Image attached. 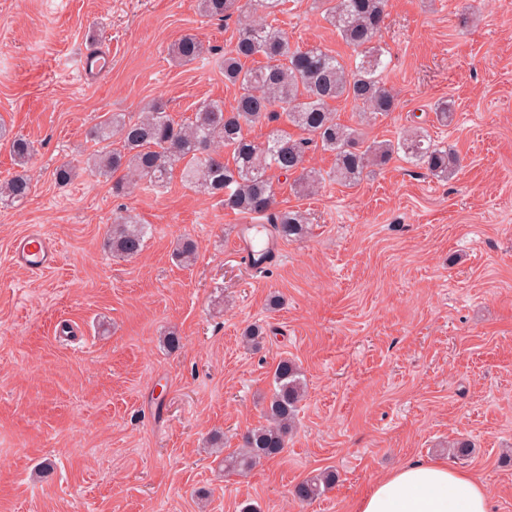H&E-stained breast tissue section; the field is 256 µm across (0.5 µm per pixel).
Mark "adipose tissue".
Segmentation results:
<instances>
[{
	"instance_id": "obj_1",
	"label": "adipose tissue",
	"mask_w": 512,
	"mask_h": 512,
	"mask_svg": "<svg viewBox=\"0 0 512 512\" xmlns=\"http://www.w3.org/2000/svg\"><path fill=\"white\" fill-rule=\"evenodd\" d=\"M356 512H490L483 483L442 462H410L378 479Z\"/></svg>"
}]
</instances>
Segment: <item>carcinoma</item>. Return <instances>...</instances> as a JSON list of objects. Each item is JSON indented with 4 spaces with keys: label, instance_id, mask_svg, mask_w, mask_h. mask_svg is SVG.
Instances as JSON below:
<instances>
[{
    "label": "carcinoma",
    "instance_id": "1",
    "mask_svg": "<svg viewBox=\"0 0 512 512\" xmlns=\"http://www.w3.org/2000/svg\"><path fill=\"white\" fill-rule=\"evenodd\" d=\"M286 0H198L200 11L227 20L249 6H256L263 19L240 26L236 41L224 52V80L237 86L239 94L231 111L224 103L210 101L195 112L194 120L178 124L161 100L153 101L136 116L114 112L97 124L91 135L100 144L92 168L113 179L112 190L124 195L139 184L161 185L183 164L181 178L203 192L223 198L224 208L259 215L271 226L275 239L297 241L308 233V219L300 210L276 207L273 177L296 176L295 185L310 192L323 177L306 167L311 147L335 156L333 176L354 184L366 169L389 162L401 153L425 166L433 176L447 178L459 165V156L439 147L417 131L396 143L359 145L356 131L337 122L330 102L343 99L362 106L369 115H385L396 108L394 94L385 87V50L378 37L385 22L386 0H328L325 19L341 39L356 52L354 64L319 47L302 50L291 45L288 35L272 19L283 12ZM171 52L184 63L202 58V44L186 35ZM262 55L267 64L246 66ZM284 114L288 123L304 136L292 138L274 133L257 143L247 127ZM11 151L22 165L33 154L31 143L14 138ZM230 152L232 163L224 161ZM9 197L22 201L31 192V182L18 174L0 186ZM145 230L132 217L113 223L106 247L122 258L137 256L144 245ZM175 258L182 264L196 259V245L180 243ZM305 382L295 362L283 359L274 371V390L264 417L266 424L247 431L229 466L240 473L281 454L294 428ZM336 474L324 471L307 478L295 488V497L311 501L330 488Z\"/></svg>",
    "mask_w": 512,
    "mask_h": 512
}]
</instances>
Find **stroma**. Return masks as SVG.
Instances as JSON below:
<instances>
[{
	"mask_svg": "<svg viewBox=\"0 0 512 512\" xmlns=\"http://www.w3.org/2000/svg\"><path fill=\"white\" fill-rule=\"evenodd\" d=\"M286 7L293 45L353 58L315 0ZM238 25L196 0H0V123L35 149L30 195L0 197V512H353L410 461L475 472L491 512H512V0H387L396 109L366 121L331 108L361 144L418 130L461 168L442 180L400 155L345 185L311 150L316 194L273 179L309 232L261 270L233 252L245 217L220 197L177 176L118 196L87 165L90 130L112 113L158 98L178 123L205 101L232 109L222 60ZM188 34L203 58L181 64L171 47ZM100 48L112 66L91 81L82 56ZM119 215L146 226L136 257L104 249ZM35 227L58 251L37 274L10 259ZM185 237L188 267L173 258ZM252 325L263 340L248 348ZM284 357L307 384L287 447L225 471L264 424ZM457 439L473 454L449 453ZM326 469L335 485L299 502L295 486Z\"/></svg>",
	"mask_w": 512,
	"mask_h": 512,
	"instance_id": "stroma-1",
	"label": "stroma"
}]
</instances>
